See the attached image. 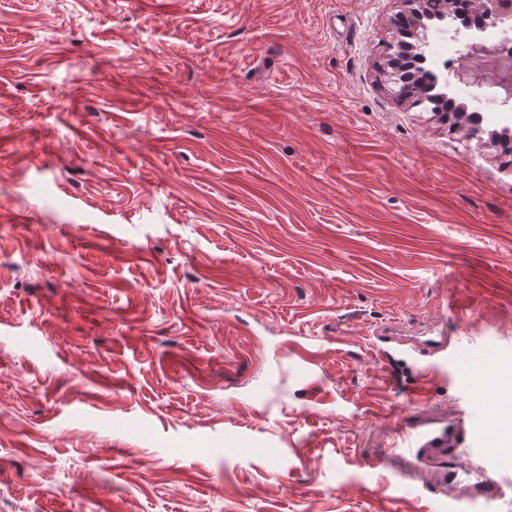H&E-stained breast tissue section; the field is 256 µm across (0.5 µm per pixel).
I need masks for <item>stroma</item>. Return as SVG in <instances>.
<instances>
[{
	"label": "stroma",
	"mask_w": 512,
	"mask_h": 512,
	"mask_svg": "<svg viewBox=\"0 0 512 512\" xmlns=\"http://www.w3.org/2000/svg\"><path fill=\"white\" fill-rule=\"evenodd\" d=\"M401 8L0 0V512H512L502 108L393 98ZM419 392L506 495L376 465Z\"/></svg>",
	"instance_id": "stroma-1"
}]
</instances>
